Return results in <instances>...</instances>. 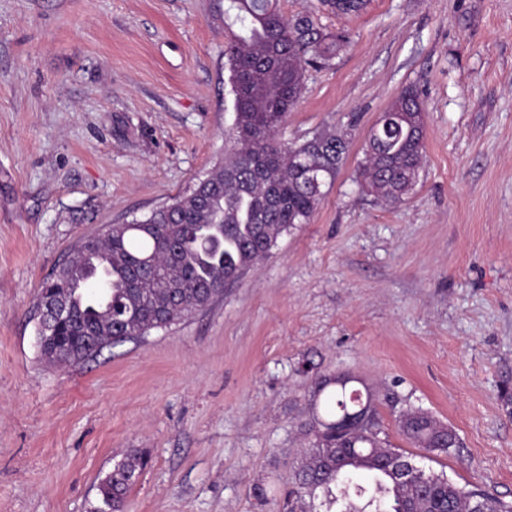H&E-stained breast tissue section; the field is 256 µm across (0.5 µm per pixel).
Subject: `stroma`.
<instances>
[{
	"label": "stroma",
	"instance_id": "stroma-1",
	"mask_svg": "<svg viewBox=\"0 0 512 512\" xmlns=\"http://www.w3.org/2000/svg\"><path fill=\"white\" fill-rule=\"evenodd\" d=\"M347 42L307 69L278 137L351 134L309 223L206 309L60 367L36 294L84 237L144 218L221 161L230 34L213 0H0V512H90L125 457V512H270L318 378L357 377L457 433L418 465L512 501V0H279ZM426 110L403 200L363 191L365 136L404 88Z\"/></svg>",
	"mask_w": 512,
	"mask_h": 512
}]
</instances>
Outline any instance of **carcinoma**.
<instances>
[{
    "mask_svg": "<svg viewBox=\"0 0 512 512\" xmlns=\"http://www.w3.org/2000/svg\"><path fill=\"white\" fill-rule=\"evenodd\" d=\"M231 30L224 50L235 121L224 160L185 193L128 224H109L81 240L73 258L42 283L36 306L65 302L63 320L37 329L44 357L78 364L104 348L168 328L205 309L264 259L277 239L307 224L332 187L351 140L319 134L285 143L277 133L302 92L306 68L330 65L345 43L308 15L285 17L278 0H216ZM387 112L377 140L366 139L357 170L363 190L397 202L417 182L425 149V109L411 88ZM354 379L345 374L319 382L324 395L314 422H331L352 406ZM399 431L414 447L445 452L457 443L420 408L400 414ZM378 410L366 428L314 433L292 487L276 512H512V503L469 490L445 474L423 472L398 482L380 465L412 454L381 437ZM147 461L133 455L115 465L99 485L91 512H123ZM364 473L372 486L354 481Z\"/></svg>",
    "mask_w": 512,
    "mask_h": 512,
    "instance_id": "cac0c4a2",
    "label": "carcinoma"
}]
</instances>
